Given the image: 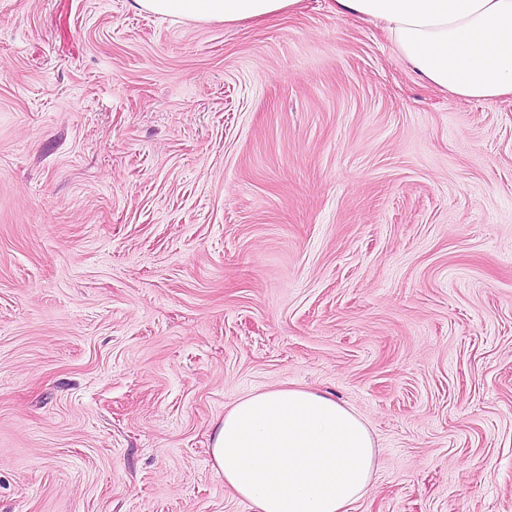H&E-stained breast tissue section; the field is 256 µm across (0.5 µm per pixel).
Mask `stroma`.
<instances>
[{"instance_id":"obj_1","label":"stroma","mask_w":512,"mask_h":512,"mask_svg":"<svg viewBox=\"0 0 512 512\" xmlns=\"http://www.w3.org/2000/svg\"><path fill=\"white\" fill-rule=\"evenodd\" d=\"M330 394L349 512H512V96L301 0H0V512H254L211 436ZM300 0H134L138 9L199 22L235 23L262 19L294 9Z\"/></svg>"}]
</instances>
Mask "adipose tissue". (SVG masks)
<instances>
[{"instance_id":"adipose-tissue-1","label":"adipose tissue","mask_w":512,"mask_h":512,"mask_svg":"<svg viewBox=\"0 0 512 512\" xmlns=\"http://www.w3.org/2000/svg\"><path fill=\"white\" fill-rule=\"evenodd\" d=\"M299 0H134L138 9L235 23ZM380 24L419 77L467 101L512 95V0H336ZM378 451L365 423L335 399L276 388L238 400L213 437L224 484L256 512H347L370 485Z\"/></svg>"}]
</instances>
